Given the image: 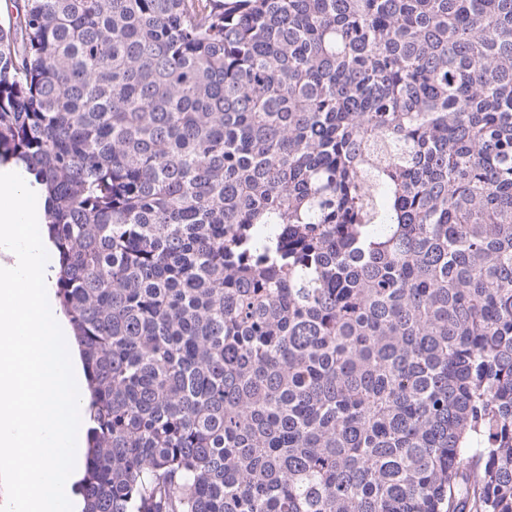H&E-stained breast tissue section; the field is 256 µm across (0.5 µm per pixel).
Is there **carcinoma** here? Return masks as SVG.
I'll use <instances>...</instances> for the list:
<instances>
[{"label": "carcinoma", "instance_id": "obj_1", "mask_svg": "<svg viewBox=\"0 0 512 512\" xmlns=\"http://www.w3.org/2000/svg\"><path fill=\"white\" fill-rule=\"evenodd\" d=\"M8 2L82 512H512V0Z\"/></svg>", "mask_w": 512, "mask_h": 512}]
</instances>
